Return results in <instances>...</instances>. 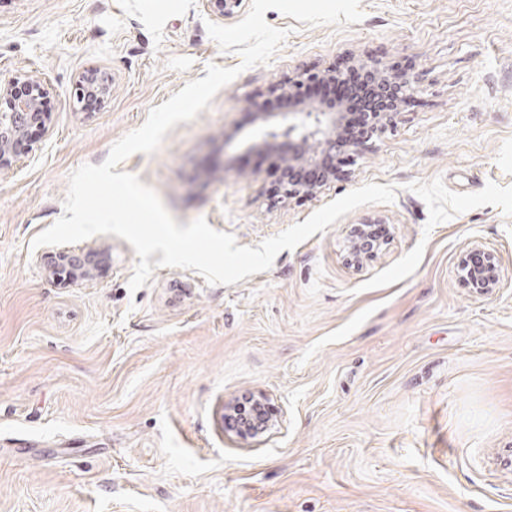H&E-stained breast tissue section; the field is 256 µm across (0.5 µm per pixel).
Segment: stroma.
<instances>
[{
  "label": "stroma",
  "mask_w": 512,
  "mask_h": 512,
  "mask_svg": "<svg viewBox=\"0 0 512 512\" xmlns=\"http://www.w3.org/2000/svg\"><path fill=\"white\" fill-rule=\"evenodd\" d=\"M348 25L270 9L288 35L207 109L119 171L176 223L202 217L258 246L348 192L396 187L264 272L210 285L138 261L112 234L94 280L53 281L35 236L64 213L70 174L98 165L208 65L239 67L202 0H0V78L51 87L49 131L0 175V512H512V0H361ZM378 58L415 76L410 104L317 199L276 181L248 99L303 71ZM112 75L75 110L79 74ZM383 217L353 263L349 230ZM499 283L458 275L472 246ZM264 392L276 426L243 442L225 403ZM473 255L482 257L484 261V270L482 272H476L475 270H467V263L469 258ZM498 259L494 253L485 251L478 246L472 248L465 258L459 264V272L461 278L464 277L469 280L472 287L480 295H488L493 292V288H496L499 281L498 274Z\"/></svg>",
  "instance_id": "35a3bbf8"
}]
</instances>
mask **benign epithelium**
Returning a JSON list of instances; mask_svg holds the SVG:
<instances>
[{"mask_svg": "<svg viewBox=\"0 0 512 512\" xmlns=\"http://www.w3.org/2000/svg\"><path fill=\"white\" fill-rule=\"evenodd\" d=\"M322 76L340 79L343 70L333 67L297 74L268 90L269 95H289L294 101V108L281 113L276 120L272 114L258 110L263 94L258 93L250 98L249 106L262 124L261 141L256 147L263 149L288 144V154L277 156L274 160V164L282 170V181L276 192L279 198L317 197L328 182L339 180L347 174L344 170L345 159L359 154L369 141L383 135L395 122L396 113L375 112L360 135L354 139L342 138L341 113L314 103L303 104L296 96L297 86ZM50 92L48 84L28 72H18L0 80V171L10 169L25 152L30 145L31 128L44 131L52 126L53 114L41 109V101ZM111 94L112 75L99 71L79 77L74 99L78 105L88 98L103 102ZM473 255L482 257L483 271L467 270L469 257ZM44 261L50 276L59 277L58 270L64 266L69 271L65 281L78 283L93 280L106 257L93 249L77 252L62 249L49 253ZM459 272L481 295L492 293L498 285L497 257L477 246L460 262ZM255 400L266 415L260 414L243 426L231 420V404H224V422L241 440H257L275 426L276 411L270 398L259 394Z\"/></svg>", "mask_w": 512, "mask_h": 512, "instance_id": "1", "label": "benign epithelium"}]
</instances>
